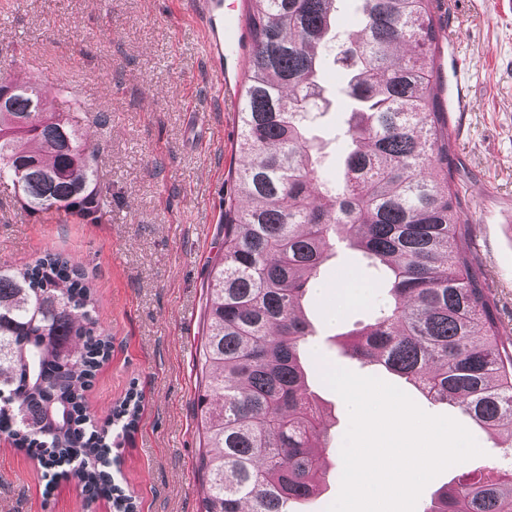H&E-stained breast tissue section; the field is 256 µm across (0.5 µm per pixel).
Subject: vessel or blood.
Listing matches in <instances>:
<instances>
[{
	"label": "vessel or blood",
	"mask_w": 512,
	"mask_h": 512,
	"mask_svg": "<svg viewBox=\"0 0 512 512\" xmlns=\"http://www.w3.org/2000/svg\"><path fill=\"white\" fill-rule=\"evenodd\" d=\"M192 15L202 31L204 54L218 69V97L237 94L243 63L245 20L224 0H195Z\"/></svg>",
	"instance_id": "vessel-or-blood-1"
}]
</instances>
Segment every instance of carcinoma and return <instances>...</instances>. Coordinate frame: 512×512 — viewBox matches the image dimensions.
<instances>
[{
	"instance_id": "cac0c4a2",
	"label": "carcinoma",
	"mask_w": 512,
	"mask_h": 512,
	"mask_svg": "<svg viewBox=\"0 0 512 512\" xmlns=\"http://www.w3.org/2000/svg\"><path fill=\"white\" fill-rule=\"evenodd\" d=\"M235 196L224 209V255L212 269L197 393L203 448L200 512H294L322 490L327 431L309 391L303 351L313 335L302 301L336 242L385 268L389 305L343 347L383 367L429 402L456 406L512 453V343L471 266L457 201L448 116L433 96L442 0H361L358 28L333 31L338 0H247ZM343 65L351 116L344 174L318 173L305 121L323 100L324 56ZM0 112V179L30 212L95 222L112 207L96 188L101 144L82 140L70 112H33L30 83ZM81 266L47 251L0 263V432L50 470L82 462L79 486L136 512L107 470L138 428L130 388L111 415L85 393L112 353ZM424 512H512V469L463 471Z\"/></svg>"
}]
</instances>
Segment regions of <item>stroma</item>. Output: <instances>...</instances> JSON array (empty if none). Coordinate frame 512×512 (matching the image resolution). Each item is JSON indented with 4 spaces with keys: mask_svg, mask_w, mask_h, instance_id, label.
<instances>
[{
    "mask_svg": "<svg viewBox=\"0 0 512 512\" xmlns=\"http://www.w3.org/2000/svg\"><path fill=\"white\" fill-rule=\"evenodd\" d=\"M187 9L188 0H0V79L35 81L49 106L76 109L85 138H92L99 113L112 117L95 163L111 212L95 224L30 215L12 183L0 182V262L21 265L47 250L62 252L96 284L112 356L86 400L104 418L129 388L143 396L139 426L110 468L116 483L134 492L139 512H200L197 359L207 284L224 252V207L234 195L229 169L237 162L240 104L214 103L213 76ZM443 28L457 35L440 46L454 182L470 225L473 267L496 299L503 340L512 341V8L497 0H450ZM342 72L326 61L325 100L306 123L331 178L341 172L348 119ZM459 93L462 112L453 105ZM379 276L367 256L336 247L321 273L327 296L313 293L303 303L316 332L308 384L328 425L329 482L297 512H326L340 492L349 415L320 365L370 375L333 338L380 315L387 294L375 285ZM335 305L339 318L327 319ZM471 433L482 456L433 479L418 508L459 470L502 462L497 439L476 427ZM0 512H112V504L104 496L86 499L64 468H37L0 433Z\"/></svg>",
    "mask_w": 512,
    "mask_h": 512,
    "instance_id": "obj_1",
    "label": "stroma"
}]
</instances>
